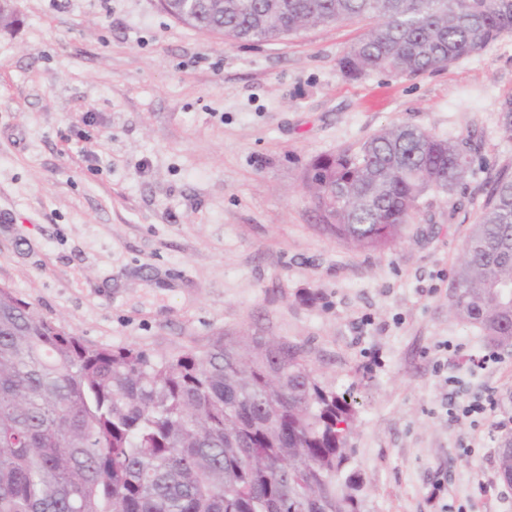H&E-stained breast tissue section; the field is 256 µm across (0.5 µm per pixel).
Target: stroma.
<instances>
[{"instance_id": "1", "label": "stroma", "mask_w": 512, "mask_h": 512, "mask_svg": "<svg viewBox=\"0 0 512 512\" xmlns=\"http://www.w3.org/2000/svg\"><path fill=\"white\" fill-rule=\"evenodd\" d=\"M0 29V286L90 346L155 358L218 335L299 350L357 402L363 512H512V347L449 311L461 248L497 173L512 35L416 76L346 78L367 21L272 42L216 38L159 0H14ZM410 124L471 167L381 252L330 236L302 174ZM492 391L490 421L448 398Z\"/></svg>"}]
</instances>
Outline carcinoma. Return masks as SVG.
Segmentation results:
<instances>
[{
    "label": "carcinoma",
    "instance_id": "obj_1",
    "mask_svg": "<svg viewBox=\"0 0 512 512\" xmlns=\"http://www.w3.org/2000/svg\"><path fill=\"white\" fill-rule=\"evenodd\" d=\"M176 20L247 42L355 19L375 22L341 56L350 79L415 76L512 34V0H161ZM512 139V97L500 105ZM470 168L456 142L400 124L357 150L315 159L302 181L325 231L383 251L424 194ZM512 174L500 172L465 237L454 315L491 343L512 340ZM353 400L323 385L300 353L217 340L156 361L92 347L0 286V512H361L349 469Z\"/></svg>",
    "mask_w": 512,
    "mask_h": 512
}]
</instances>
